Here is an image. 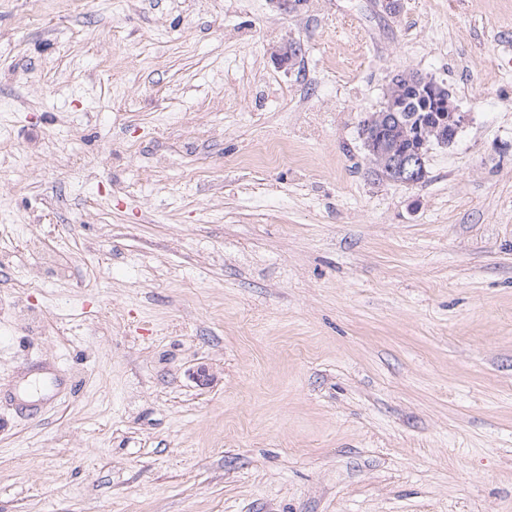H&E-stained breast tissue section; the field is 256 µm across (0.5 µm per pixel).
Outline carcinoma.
Segmentation results:
<instances>
[{
	"label": "carcinoma",
	"mask_w": 512,
	"mask_h": 512,
	"mask_svg": "<svg viewBox=\"0 0 512 512\" xmlns=\"http://www.w3.org/2000/svg\"><path fill=\"white\" fill-rule=\"evenodd\" d=\"M413 76L414 73L410 71H399L392 76L387 85L389 98L395 100L400 106L421 93V89L413 84ZM361 136L364 150L372 165L371 173L378 181L393 182L397 176V172L388 162V150L392 149L396 153L413 152L420 147L427 153L431 146L436 144V139L433 137L426 143H421L420 133L415 130L414 122L410 121V113L403 110L398 113L397 119L393 120V124L389 127L379 120L378 113H371L363 121Z\"/></svg>",
	"instance_id": "obj_1"
}]
</instances>
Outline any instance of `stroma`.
<instances>
[{"label": "stroma", "mask_w": 512, "mask_h": 512, "mask_svg": "<svg viewBox=\"0 0 512 512\" xmlns=\"http://www.w3.org/2000/svg\"><path fill=\"white\" fill-rule=\"evenodd\" d=\"M0 247V512H512V0H0ZM414 72L405 70L397 72L392 76L388 83L387 92L389 99H393L398 105H403L413 96H418L424 89L422 98L413 99V107L415 113L412 116L413 121L419 118L420 112L429 115V120L435 119V125H423L425 129H432L437 133L438 142L434 137L429 138L425 146H422L420 134L415 130L414 122L410 121L409 112L397 110L398 117L393 120L391 126H386L379 120V112H384V107L371 113V115L363 121L361 127V136L364 150L372 165L371 173L379 181L394 182L397 172L393 170L388 162L387 151L393 149L395 153L409 151L406 154H397L390 158V163L398 171L396 182L407 185L420 182L426 175L425 163L423 157L419 154L411 153L418 147H421L423 153H429L431 146L434 144L447 146L454 142L459 130L466 121V115L459 112L442 92V87L432 78L423 77L416 73L413 84ZM419 87V88H418ZM438 112V113H435Z\"/></svg>", "instance_id": "stroma-1"}]
</instances>
